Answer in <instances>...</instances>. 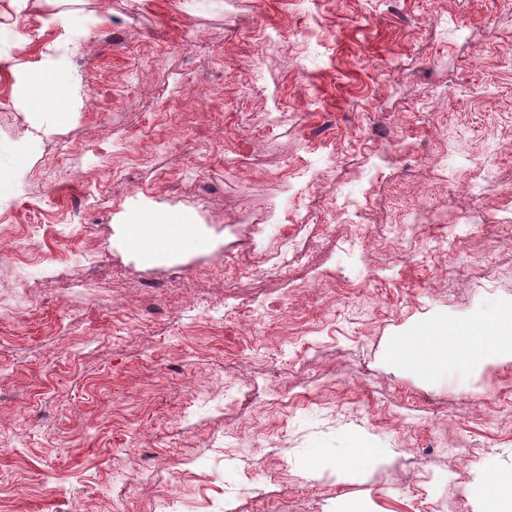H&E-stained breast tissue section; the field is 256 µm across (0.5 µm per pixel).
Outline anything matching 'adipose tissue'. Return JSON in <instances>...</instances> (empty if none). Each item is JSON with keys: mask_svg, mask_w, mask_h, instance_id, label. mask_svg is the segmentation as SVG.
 Wrapping results in <instances>:
<instances>
[{"mask_svg": "<svg viewBox=\"0 0 512 512\" xmlns=\"http://www.w3.org/2000/svg\"><path fill=\"white\" fill-rule=\"evenodd\" d=\"M436 332L443 337L442 346L409 336L396 349V357L411 367L441 374L452 365L466 368L495 354L512 355V312L490 318L488 329L465 342L457 341L449 327L438 326Z\"/></svg>", "mask_w": 512, "mask_h": 512, "instance_id": "obj_1", "label": "adipose tissue"}]
</instances>
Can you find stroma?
<instances>
[{
    "instance_id": "stroma-1",
    "label": "stroma",
    "mask_w": 512,
    "mask_h": 512,
    "mask_svg": "<svg viewBox=\"0 0 512 512\" xmlns=\"http://www.w3.org/2000/svg\"><path fill=\"white\" fill-rule=\"evenodd\" d=\"M509 209L512 0H0V512H479ZM489 328L476 338L459 342L454 328L439 325L437 335L443 337V346L424 343L416 336L406 337L395 350V356L407 365L432 374H442L450 365L468 368L473 362L495 354L512 355V312L491 317ZM448 334V336H447ZM448 349L452 355L448 356Z\"/></svg>"
}]
</instances>
